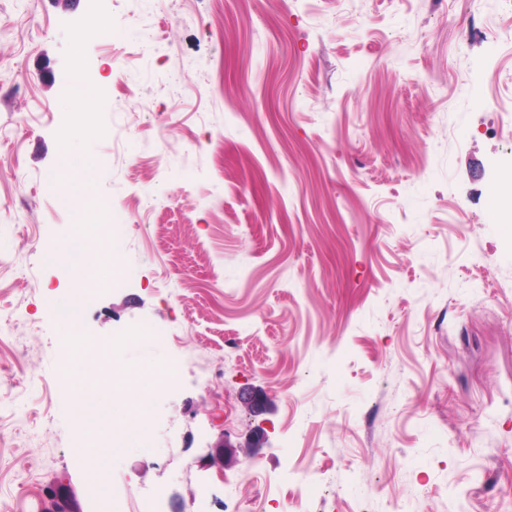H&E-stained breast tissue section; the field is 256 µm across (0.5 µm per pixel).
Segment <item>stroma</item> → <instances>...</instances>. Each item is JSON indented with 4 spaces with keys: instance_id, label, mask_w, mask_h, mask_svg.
Here are the masks:
<instances>
[{
    "instance_id": "stroma-1",
    "label": "stroma",
    "mask_w": 512,
    "mask_h": 512,
    "mask_svg": "<svg viewBox=\"0 0 512 512\" xmlns=\"http://www.w3.org/2000/svg\"><path fill=\"white\" fill-rule=\"evenodd\" d=\"M510 165L512 0H0V502L90 512L50 305L112 232L84 347L149 325L121 359L179 369L112 512H512Z\"/></svg>"
}]
</instances>
